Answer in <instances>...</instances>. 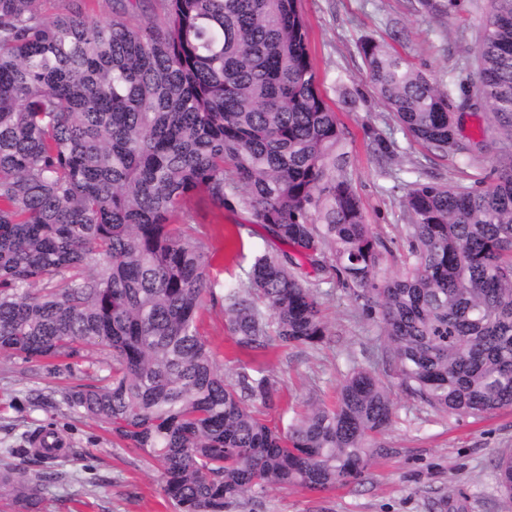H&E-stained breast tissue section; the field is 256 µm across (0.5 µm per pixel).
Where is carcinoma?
<instances>
[{"label":"carcinoma","instance_id":"carcinoma-1","mask_svg":"<svg viewBox=\"0 0 512 512\" xmlns=\"http://www.w3.org/2000/svg\"><path fill=\"white\" fill-rule=\"evenodd\" d=\"M0 0V353L70 374L96 346L104 376L36 400L105 421L160 473L178 512H226L270 487L323 492L384 450L390 391L366 368L334 407L285 428L264 410L277 382L256 359L229 384L199 332L219 304L236 345L318 347L316 291L332 279L376 315L400 387L428 407L483 417L512 408V0L477 46L476 98L500 166L467 189L417 180L404 198L402 270L365 223L345 131L326 103L300 0H116L112 16L64 0ZM373 92L427 151L470 161L450 96L383 41L359 43ZM390 161L395 141L371 136ZM198 199L252 211L278 248L216 292ZM512 497V453L498 458ZM52 473L0 464V499L41 512Z\"/></svg>","mask_w":512,"mask_h":512}]
</instances>
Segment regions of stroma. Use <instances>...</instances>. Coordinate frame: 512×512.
Returning a JSON list of instances; mask_svg holds the SVG:
<instances>
[{
	"label": "stroma",
	"mask_w": 512,
	"mask_h": 512,
	"mask_svg": "<svg viewBox=\"0 0 512 512\" xmlns=\"http://www.w3.org/2000/svg\"><path fill=\"white\" fill-rule=\"evenodd\" d=\"M301 8L321 90L347 130L344 149L353 189L366 222L391 249L380 276L393 277L404 252L403 186L415 181V167L424 166L437 182L465 187L490 174L498 152L488 149L465 168L458 157L433 156L406 137L374 97L358 45L367 37L391 42L459 99L475 80L487 0H460L448 15L428 12L422 0H301ZM396 26L404 37L395 42L391 30ZM374 130L397 143V156L388 166H381L370 149ZM191 208L196 222L214 230L211 278L216 287L236 282L264 245L262 225L247 209L221 215L197 200ZM237 230L242 242L235 245L229 237ZM317 295L330 331L326 343L317 348L273 344L261 357L281 391L280 406L267 418L284 426L309 404L332 405L346 375L355 367H370L392 390L394 418L382 438L385 450L348 486L325 492L272 487L238 500L228 512H512V498L503 492L495 467L499 454L512 452V410L474 419L425 406L399 387L378 349L376 323L361 302L335 282L321 285ZM199 330L226 380L234 381L238 363L248 355L236 346L223 309L205 306ZM100 356L98 348H89L86 362L60 378L32 375L20 359L0 356V451L25 447L32 432L55 422L74 457L50 463L57 478L44 492L42 512H175L159 473L140 451L113 439L107 423L63 407L44 410L26 403L33 389L95 382Z\"/></svg>",
	"instance_id": "1"
}]
</instances>
